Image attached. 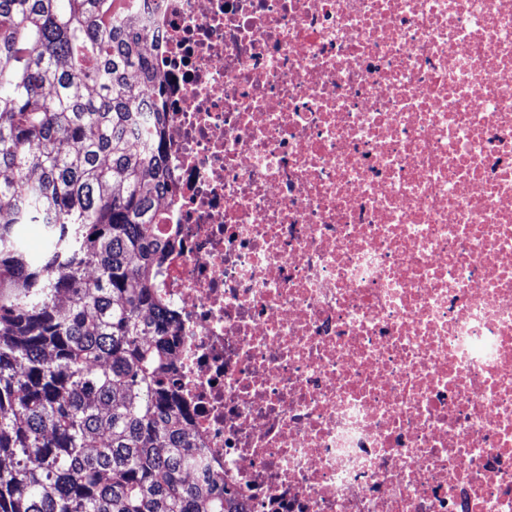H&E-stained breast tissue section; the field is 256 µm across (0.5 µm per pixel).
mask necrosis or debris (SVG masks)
Returning <instances> with one entry per match:
<instances>
[{
    "label": "necrosis or debris",
    "instance_id": "necrosis-or-debris-1",
    "mask_svg": "<svg viewBox=\"0 0 512 512\" xmlns=\"http://www.w3.org/2000/svg\"><path fill=\"white\" fill-rule=\"evenodd\" d=\"M158 291L236 512H512V0H137Z\"/></svg>",
    "mask_w": 512,
    "mask_h": 512
}]
</instances>
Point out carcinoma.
I'll use <instances>...</instances> for the list:
<instances>
[{"label":"carcinoma","mask_w":512,"mask_h":512,"mask_svg":"<svg viewBox=\"0 0 512 512\" xmlns=\"http://www.w3.org/2000/svg\"><path fill=\"white\" fill-rule=\"evenodd\" d=\"M134 8L0 0V512H232L220 472L185 478L206 457L173 391L166 102L140 108L159 79Z\"/></svg>","instance_id":"obj_1"}]
</instances>
